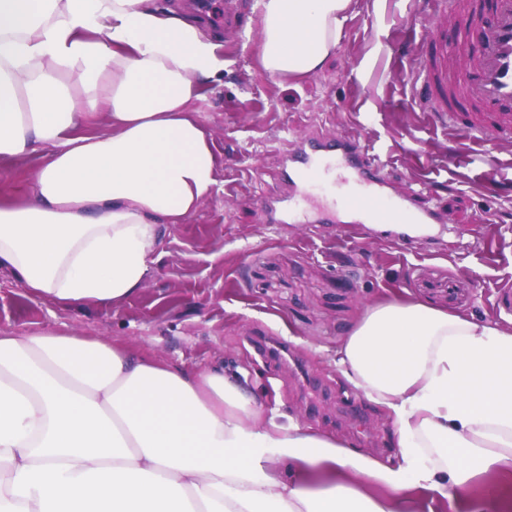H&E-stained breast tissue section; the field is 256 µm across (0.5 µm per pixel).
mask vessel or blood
<instances>
[{
    "label": "vessel or blood",
    "mask_w": 512,
    "mask_h": 512,
    "mask_svg": "<svg viewBox=\"0 0 512 512\" xmlns=\"http://www.w3.org/2000/svg\"><path fill=\"white\" fill-rule=\"evenodd\" d=\"M247 0H226L224 29L242 37L240 15ZM462 26L465 65L459 75L448 71V26ZM411 103L423 112H444L449 126L464 125L472 144L490 132H512V0H493L481 17L468 11L467 0H441L429 34L411 58L408 76ZM340 172L355 188L342 201L360 223L388 216L393 224H436L439 216L411 208L408 197H390L377 169L368 164L359 140L336 138L333 145L309 150L297 144L284 181L300 188L312 179Z\"/></svg>",
    "instance_id": "obj_1"
}]
</instances>
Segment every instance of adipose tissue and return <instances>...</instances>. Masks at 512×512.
I'll list each match as a JSON object with an SVG mask.
<instances>
[{
	"label": "adipose tissue",
	"instance_id": "ef3b65f1",
	"mask_svg": "<svg viewBox=\"0 0 512 512\" xmlns=\"http://www.w3.org/2000/svg\"><path fill=\"white\" fill-rule=\"evenodd\" d=\"M351 6L254 0L262 70L321 71ZM228 64L169 0H0V157L42 158L0 203V269L59 306L138 292L163 232L217 191L195 104ZM331 359L385 409L399 464L276 424L223 367L0 330V512H416L423 492L512 512V329L381 300Z\"/></svg>",
	"mask_w": 512,
	"mask_h": 512
}]
</instances>
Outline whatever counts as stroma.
Here are the masks:
<instances>
[{
    "label": "stroma",
    "instance_id": "stroma-1",
    "mask_svg": "<svg viewBox=\"0 0 512 512\" xmlns=\"http://www.w3.org/2000/svg\"><path fill=\"white\" fill-rule=\"evenodd\" d=\"M224 46L233 63L197 107L220 159L217 193L165 232L151 276L118 305L64 308L0 271V327L122 341L161 362L239 372L276 423L295 418L362 453L398 460L387 414L352 389L329 354L383 294L512 322V137L464 152V134L407 104V59L430 20L415 0H353L324 69L280 81L259 65V20ZM357 134L390 191L445 222L403 240L324 224L342 188H302L306 224H273L285 194L279 149L305 133ZM36 155L0 159V200L26 197ZM497 165L495 180L480 174Z\"/></svg>",
    "mask_w": 512,
    "mask_h": 512
}]
</instances>
